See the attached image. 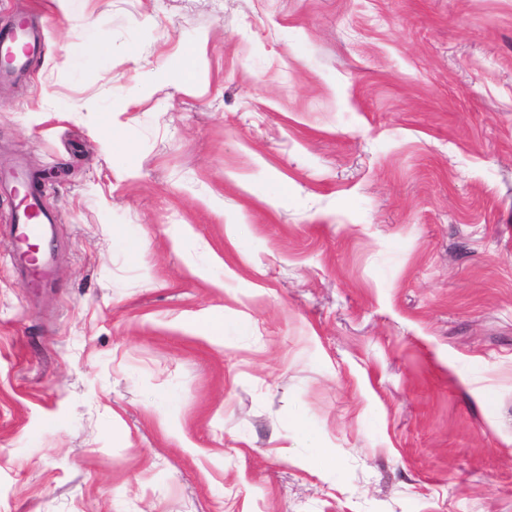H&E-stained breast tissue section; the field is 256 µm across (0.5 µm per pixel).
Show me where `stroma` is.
Segmentation results:
<instances>
[{
  "label": "stroma",
  "mask_w": 512,
  "mask_h": 512,
  "mask_svg": "<svg viewBox=\"0 0 512 512\" xmlns=\"http://www.w3.org/2000/svg\"><path fill=\"white\" fill-rule=\"evenodd\" d=\"M86 14L0 0V512H512V0ZM25 37L28 41L25 43L23 47L24 57L28 55V53L35 47V42L32 40L28 26L25 27L24 30L16 29V33H6L0 34V58H11L13 59V65L16 66L20 64L22 61L18 58L16 53V43L17 41ZM22 207L15 212L14 224H12V231L18 241L28 239L35 232H42L44 224H55L54 216L43 209L39 195H29ZM32 220L40 222L32 224Z\"/></svg>",
  "instance_id": "1"
}]
</instances>
